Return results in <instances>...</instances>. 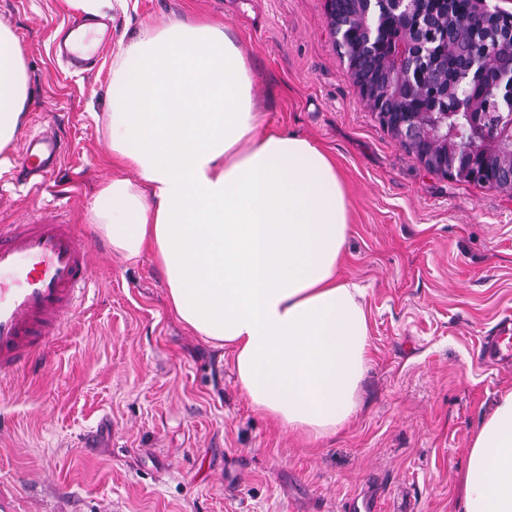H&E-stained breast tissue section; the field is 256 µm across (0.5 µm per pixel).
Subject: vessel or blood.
Returning a JSON list of instances; mask_svg holds the SVG:
<instances>
[{
    "label": "vessel or blood",
    "instance_id": "b4317fda",
    "mask_svg": "<svg viewBox=\"0 0 512 512\" xmlns=\"http://www.w3.org/2000/svg\"><path fill=\"white\" fill-rule=\"evenodd\" d=\"M59 145L50 134L25 140L22 162L31 175H43L59 163ZM89 242L74 224H14L0 232V375L40 355L76 308V294L91 277ZM512 358V324L488 341L485 359Z\"/></svg>",
    "mask_w": 512,
    "mask_h": 512
}]
</instances>
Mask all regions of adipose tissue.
Returning a JSON list of instances; mask_svg holds the SVG:
<instances>
[{
    "label": "adipose tissue",
    "mask_w": 512,
    "mask_h": 512,
    "mask_svg": "<svg viewBox=\"0 0 512 512\" xmlns=\"http://www.w3.org/2000/svg\"><path fill=\"white\" fill-rule=\"evenodd\" d=\"M109 100L96 230L126 259L151 257L178 320L231 349L254 409L312 441L336 435L359 405L371 327L364 288L340 273L351 223L332 158L265 130L246 56L207 16L143 24L114 58ZM31 102L0 23V172ZM460 508L512 512V391L474 436Z\"/></svg>",
    "instance_id": "obj_1"
}]
</instances>
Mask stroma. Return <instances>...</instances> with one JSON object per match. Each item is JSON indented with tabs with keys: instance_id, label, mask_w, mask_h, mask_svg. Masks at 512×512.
<instances>
[{
	"instance_id": "35a3bbf8",
	"label": "stroma",
	"mask_w": 512,
	"mask_h": 512,
	"mask_svg": "<svg viewBox=\"0 0 512 512\" xmlns=\"http://www.w3.org/2000/svg\"><path fill=\"white\" fill-rule=\"evenodd\" d=\"M181 12L223 22L266 128L326 150L346 185L342 274L366 290L371 363L348 425L314 444L250 406L231 352L176 318L150 256L126 260L93 228L112 61L142 23ZM84 17L67 0H0L33 91L21 133L63 149L46 177L0 172V225H81L94 272L39 358L0 378V493L17 512H342L369 485L381 512H457L471 441L512 391V363L482 357L512 320V191L428 170L380 124L325 0H105L87 31L109 24L112 43L76 68L55 45Z\"/></svg>"
}]
</instances>
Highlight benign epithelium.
<instances>
[{
    "label": "benign epithelium",
    "instance_id": "benign-epithelium-1",
    "mask_svg": "<svg viewBox=\"0 0 512 512\" xmlns=\"http://www.w3.org/2000/svg\"><path fill=\"white\" fill-rule=\"evenodd\" d=\"M335 44L369 109L427 168L512 191V114L492 127L483 110L512 107V40L494 29L482 52L466 53L454 80L437 44L448 50V13L427 10L430 0H326ZM472 16L512 19V8L470 0ZM469 111L468 137L448 129V108Z\"/></svg>",
    "mask_w": 512,
    "mask_h": 512
}]
</instances>
